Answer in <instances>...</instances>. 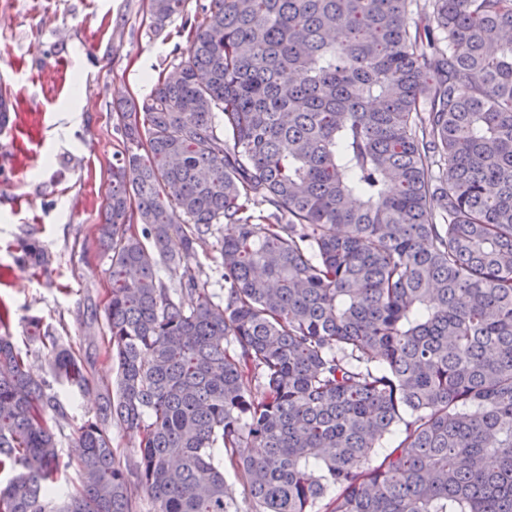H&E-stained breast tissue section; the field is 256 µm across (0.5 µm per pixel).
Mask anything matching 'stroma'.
Here are the masks:
<instances>
[{"label": "stroma", "mask_w": 512, "mask_h": 512, "mask_svg": "<svg viewBox=\"0 0 512 512\" xmlns=\"http://www.w3.org/2000/svg\"><path fill=\"white\" fill-rule=\"evenodd\" d=\"M205 2L187 0L183 16L156 33L149 0H0V94L10 104L0 130V303L18 347L28 318H41L98 388L116 380L110 260L99 244L112 164L124 150L113 106L142 100L172 72L191 44L186 22ZM25 238L40 242L47 265L21 261ZM30 363L67 411L46 413L45 423L77 458L73 437L97 402L55 380L47 350Z\"/></svg>", "instance_id": "1"}]
</instances>
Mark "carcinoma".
Returning a JSON list of instances; mask_svg holds the SVG:
<instances>
[{"label": "carcinoma", "instance_id": "cac0c4a2", "mask_svg": "<svg viewBox=\"0 0 512 512\" xmlns=\"http://www.w3.org/2000/svg\"><path fill=\"white\" fill-rule=\"evenodd\" d=\"M413 2L210 0L188 55L116 106L115 387L72 462L0 306V512H141L133 484L148 512H239L226 460L250 512H512V0L412 25ZM185 4L150 0L153 29ZM211 238L217 303L188 264ZM112 423L142 434L131 464ZM224 484L228 497L239 505L241 508L240 512H246L248 507L247 493L242 480L236 475L229 465H224Z\"/></svg>", "mask_w": 512, "mask_h": 512}]
</instances>
